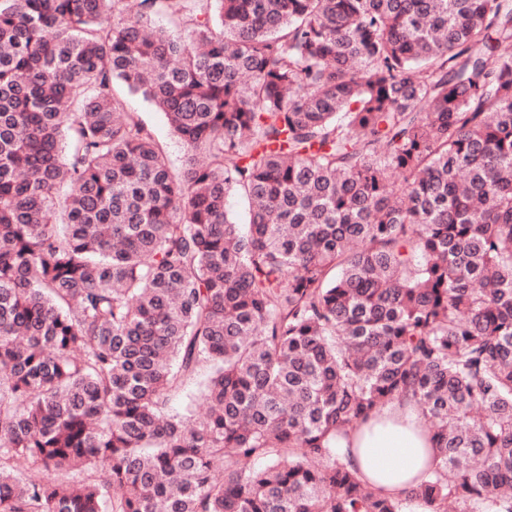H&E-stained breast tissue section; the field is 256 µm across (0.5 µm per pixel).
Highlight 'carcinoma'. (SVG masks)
Here are the masks:
<instances>
[{
  "label": "carcinoma",
  "instance_id": "cac0c4a2",
  "mask_svg": "<svg viewBox=\"0 0 512 512\" xmlns=\"http://www.w3.org/2000/svg\"><path fill=\"white\" fill-rule=\"evenodd\" d=\"M417 504L512 512V0H0V512ZM129 107L140 115L142 120L153 130L157 139L166 143L172 163L178 166L182 156L181 144L173 137L163 113L137 97L130 98ZM347 461L368 482L385 493L403 497L421 474L435 468L434 442L413 406L385 408L353 434Z\"/></svg>",
  "mask_w": 512,
  "mask_h": 512
}]
</instances>
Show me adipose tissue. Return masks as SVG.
<instances>
[{"label": "adipose tissue", "instance_id": "1", "mask_svg": "<svg viewBox=\"0 0 512 512\" xmlns=\"http://www.w3.org/2000/svg\"><path fill=\"white\" fill-rule=\"evenodd\" d=\"M346 459L371 485L395 497L437 464L434 442L408 403L385 408L355 431Z\"/></svg>", "mask_w": 512, "mask_h": 512}]
</instances>
